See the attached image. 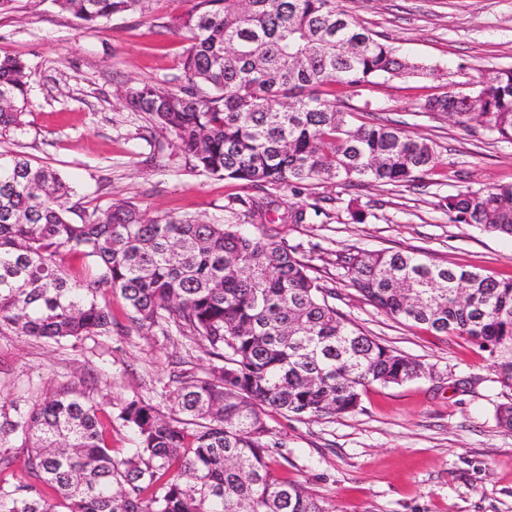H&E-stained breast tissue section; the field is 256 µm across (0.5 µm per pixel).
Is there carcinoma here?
<instances>
[{"label": "carcinoma", "mask_w": 512, "mask_h": 512, "mask_svg": "<svg viewBox=\"0 0 512 512\" xmlns=\"http://www.w3.org/2000/svg\"><path fill=\"white\" fill-rule=\"evenodd\" d=\"M83 25L133 12L142 0H54ZM172 18L188 34L176 86L143 83L126 104L147 132L172 136L193 169L255 186L334 180L406 186L440 165L431 142L360 124L334 88L378 78L438 77L339 9L337 0H191ZM32 72L0 59V136L23 126ZM512 141V67L477 69L468 90L421 99ZM72 188L50 166L0 152V328L80 341L112 332L98 300L117 291L131 320L162 335L175 326L211 363L172 379L161 404L133 397L118 419L135 448L120 459L96 405L74 388L0 412V467L26 453L28 479L0 485V512H328L302 485L277 476L264 408L305 419L356 410L366 386L420 377L415 360L365 335L329 304L299 249L273 236L200 217L146 216L124 201L68 216ZM448 219L512 238V183L459 189ZM87 258L95 277L69 279L56 257ZM351 285L412 326L466 336L494 359L512 389V278L386 250L343 256ZM464 290L466 301L455 294ZM52 495H47L46 490Z\"/></svg>", "instance_id": "carcinoma-1"}]
</instances>
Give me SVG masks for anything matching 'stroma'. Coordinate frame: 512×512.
Instances as JSON below:
<instances>
[{
  "label": "stroma",
  "instance_id": "1",
  "mask_svg": "<svg viewBox=\"0 0 512 512\" xmlns=\"http://www.w3.org/2000/svg\"><path fill=\"white\" fill-rule=\"evenodd\" d=\"M356 21L402 56L438 67L440 78L378 80L344 102L363 122L391 124L433 141L439 172L408 187L361 182L303 189L250 186L188 169L171 137L143 138L146 122L125 102L127 87L172 79L189 46L168 23L190 0H144L140 10L80 26L55 0H14L0 12V58L19 56L34 76L21 130L0 136V151H21L69 178L73 215L129 201L149 217L201 216L218 224L246 218L235 197L276 200L279 211L318 205L306 224L279 221L264 232L299 246L334 304L366 335L420 362L401 385H372L354 412L298 421L267 412L281 441L272 459L281 476L305 486L329 512H512V430L497 419L512 401L488 351L467 337L401 323L348 282L341 256L417 251L440 265L512 277V239L449 222L444 197L512 181V142L478 124L461 126L417 102L464 84L480 66L512 67V0H338ZM359 210L364 223H354ZM111 334L77 343L0 331V407L66 387L86 391L114 420L117 451L132 434L116 415L135 396L160 402L173 372L209 360L177 332L133 324L126 301L106 293Z\"/></svg>",
  "mask_w": 512,
  "mask_h": 512
}]
</instances>
